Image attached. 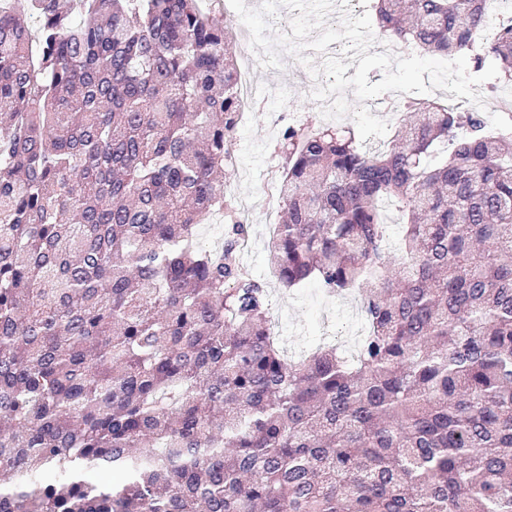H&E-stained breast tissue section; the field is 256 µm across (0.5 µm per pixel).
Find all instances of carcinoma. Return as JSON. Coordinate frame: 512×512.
<instances>
[{
	"label": "carcinoma",
	"mask_w": 512,
	"mask_h": 512,
	"mask_svg": "<svg viewBox=\"0 0 512 512\" xmlns=\"http://www.w3.org/2000/svg\"><path fill=\"white\" fill-rule=\"evenodd\" d=\"M199 2L0 0V512H512V127L417 98L376 151L282 127L271 270L358 291L368 325L353 360L289 361L221 179L238 65ZM374 10L512 85L486 0ZM226 224L219 216L214 217L210 224H204L199 230L200 243L210 249L218 246L223 241L225 235Z\"/></svg>",
	"instance_id": "1"
}]
</instances>
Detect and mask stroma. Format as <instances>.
<instances>
[{
    "mask_svg": "<svg viewBox=\"0 0 512 512\" xmlns=\"http://www.w3.org/2000/svg\"><path fill=\"white\" fill-rule=\"evenodd\" d=\"M307 74V67L292 56L283 57L281 68L263 69L261 78L270 94L237 127L230 145L236 164L225 187L228 197L253 204L247 218L250 240L242 259L249 272L267 285L271 322L289 357L325 342L336 345L339 354H347L349 313L359 303L354 294H327L313 279L293 288L283 287L269 268L267 245L279 219L275 177L284 164L275 150L276 139L286 122L296 119L315 126L325 122L319 102L311 96L313 87Z\"/></svg>",
    "mask_w": 512,
    "mask_h": 512,
    "instance_id": "1",
    "label": "stroma"
}]
</instances>
